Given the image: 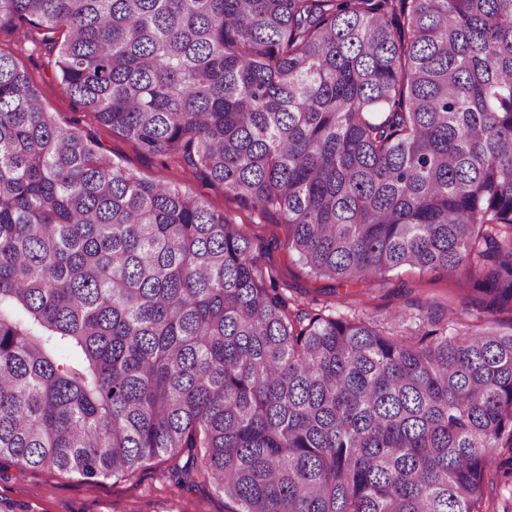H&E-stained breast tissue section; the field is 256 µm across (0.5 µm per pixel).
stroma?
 Instances as JSON below:
<instances>
[{"instance_id":"obj_1","label":"stroma","mask_w":512,"mask_h":512,"mask_svg":"<svg viewBox=\"0 0 512 512\" xmlns=\"http://www.w3.org/2000/svg\"><path fill=\"white\" fill-rule=\"evenodd\" d=\"M55 121L73 126L123 169L148 181L173 183L202 197L208 206L239 224L250 238L264 273L296 309L330 316L360 317L410 336L417 314L433 308L449 318L450 333H471L483 321L512 329V308L487 313L482 295L456 273L402 266L385 277L340 285L314 277L288 244L289 228L273 211L245 204L222 184L144 154L130 139L96 122L67 95L43 52H17ZM173 460L160 458L126 478L93 481L74 474L9 465L0 470V512H233L235 505L210 485L178 483Z\"/></svg>"}]
</instances>
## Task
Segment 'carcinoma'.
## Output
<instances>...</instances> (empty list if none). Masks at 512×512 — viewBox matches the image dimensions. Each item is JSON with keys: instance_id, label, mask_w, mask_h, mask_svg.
<instances>
[{"instance_id": "1", "label": "carcinoma", "mask_w": 512, "mask_h": 512, "mask_svg": "<svg viewBox=\"0 0 512 512\" xmlns=\"http://www.w3.org/2000/svg\"><path fill=\"white\" fill-rule=\"evenodd\" d=\"M147 155L281 214L318 278L512 304V0H0ZM292 314L249 237L47 112L0 48V466L187 457L237 512H484L512 331Z\"/></svg>"}]
</instances>
